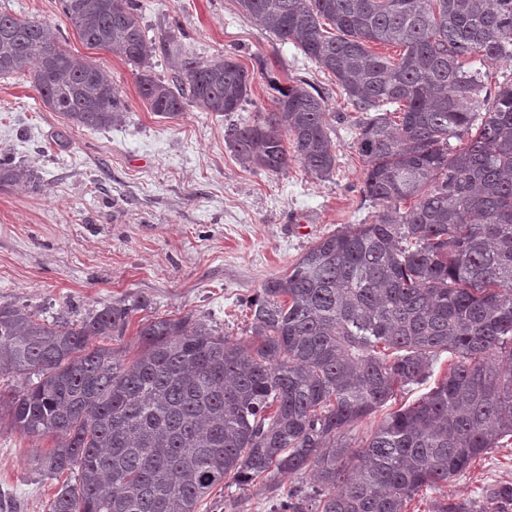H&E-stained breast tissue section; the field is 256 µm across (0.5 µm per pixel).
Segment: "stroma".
<instances>
[{"mask_svg":"<svg viewBox=\"0 0 512 512\" xmlns=\"http://www.w3.org/2000/svg\"><path fill=\"white\" fill-rule=\"evenodd\" d=\"M149 37L174 36L198 61L227 54L253 73L241 111L228 116L187 108L176 119L154 115L133 67L78 38L58 0H0V13L49 23L74 54L112 77L126 104L107 130L72 126L47 108L29 75L0 78V152L31 167L43 189H0V306L24 305L47 319L75 320L118 301L150 305L110 341L118 359L140 351L139 327L154 316H192L246 340L248 301L285 273L319 238L352 224L374 223L378 205L361 192L365 163L355 148L364 113L295 44L278 41L243 14L237 0H140ZM305 81L329 112L336 170L321 178L299 162L275 174L244 167L228 148L231 125L270 111L275 85ZM0 373V512H49L62 483L38 457L57 446L11 425L5 402L17 388ZM512 484V443L491 449L465 477L445 487L470 505L486 489ZM263 485L217 486L198 512H264Z\"/></svg>","mask_w":512,"mask_h":512,"instance_id":"35a3bbf8","label":"stroma"}]
</instances>
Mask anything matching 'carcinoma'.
<instances>
[{"label":"carcinoma","instance_id":"cac0c4a2","mask_svg":"<svg viewBox=\"0 0 512 512\" xmlns=\"http://www.w3.org/2000/svg\"><path fill=\"white\" fill-rule=\"evenodd\" d=\"M238 5L295 43L356 111L375 112L356 148L368 163L362 192L382 211L267 279L249 301L245 342L157 316L141 323L142 349L124 363L95 341L124 335L144 300L75 321L0 306V373L22 380L11 424L28 438L57 436L38 459L48 474L78 473L50 512H197L215 486L253 483L271 491L269 512H406L512 438V80L490 87L467 68L512 62V0ZM60 6L87 48L136 68L159 117L188 106L228 116L249 99L252 77L233 57L204 65L172 37L149 40L139 0ZM371 43L403 52L394 62ZM158 52L179 83L154 75ZM20 72L77 127L108 129L125 112L112 76L64 48L48 23L0 13V77ZM277 93L271 111L229 129L228 147L272 173L297 161L332 174L324 97L301 84ZM18 183L42 190L34 170L1 156L0 187ZM444 353L435 387L353 450L348 431L426 382ZM285 475L297 483L282 488ZM431 512H512V485L487 491L479 508L443 497Z\"/></svg>","mask_w":512,"mask_h":512}]
</instances>
